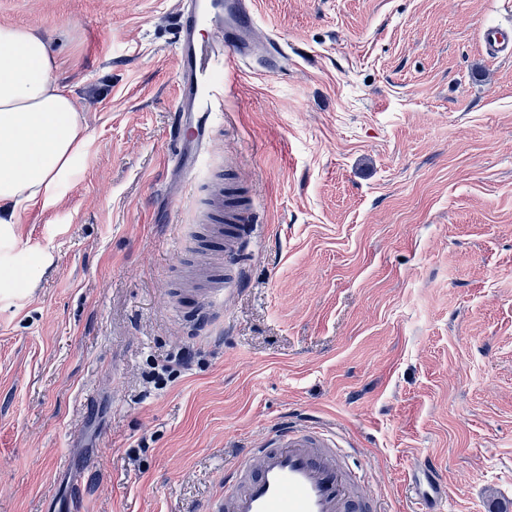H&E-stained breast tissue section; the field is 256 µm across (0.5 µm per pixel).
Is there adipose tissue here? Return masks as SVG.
I'll return each instance as SVG.
<instances>
[{
  "label": "adipose tissue",
  "instance_id": "obj_1",
  "mask_svg": "<svg viewBox=\"0 0 512 512\" xmlns=\"http://www.w3.org/2000/svg\"><path fill=\"white\" fill-rule=\"evenodd\" d=\"M56 69L43 35L0 24V264L21 207L56 205L91 141Z\"/></svg>",
  "mask_w": 512,
  "mask_h": 512
}]
</instances>
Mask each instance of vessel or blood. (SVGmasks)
<instances>
[{
    "label": "vessel or blood",
    "instance_id": "b4317fda",
    "mask_svg": "<svg viewBox=\"0 0 512 512\" xmlns=\"http://www.w3.org/2000/svg\"><path fill=\"white\" fill-rule=\"evenodd\" d=\"M175 50L178 59L173 129L175 168L183 181L197 173L224 122V93L266 34L258 23L255 0H179ZM481 46L492 59L512 58V26L484 24ZM223 223L213 230L224 249L237 254L256 227L249 207L226 206ZM239 275L225 270L224 285L196 315L210 321L213 305L237 291ZM333 435L320 426L277 427L253 440L224 476V493L209 512H371L366 495L340 464ZM430 481L417 495L427 512H440L446 501L430 464H422Z\"/></svg>",
    "mask_w": 512,
    "mask_h": 512
}]
</instances>
